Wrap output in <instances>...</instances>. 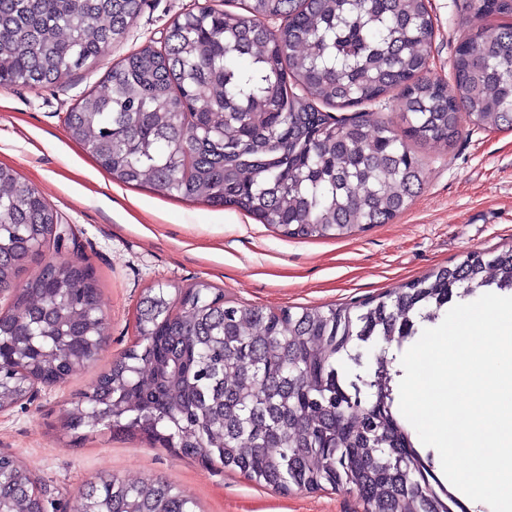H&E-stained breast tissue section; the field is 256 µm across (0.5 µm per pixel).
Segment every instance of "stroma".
<instances>
[{
    "label": "stroma",
    "instance_id": "obj_1",
    "mask_svg": "<svg viewBox=\"0 0 512 512\" xmlns=\"http://www.w3.org/2000/svg\"><path fill=\"white\" fill-rule=\"evenodd\" d=\"M242 2L143 0L124 38L104 46L95 64L74 71L65 84L0 86V166L35 187L72 231L59 250L29 257L25 271L85 256L109 321L93 365L0 412V452L17 456L41 485L46 512H72L86 483L112 474L172 482L201 512H363L346 491L282 494L136 436L102 430L72 442L62 436L61 421L71 401L136 341V313L147 289L172 292L204 280L226 299L296 312L361 302L458 263L466 252L512 244V129L465 123L451 149L416 146L427 178L407 209L359 235L314 240L284 238L231 206L113 181L68 137L66 114L85 93L103 90L120 60L159 40L187 12L209 6L237 13ZM429 10L435 22L429 75L447 81L457 45L496 21L465 11L462 0H429Z\"/></svg>",
    "mask_w": 512,
    "mask_h": 512
}]
</instances>
